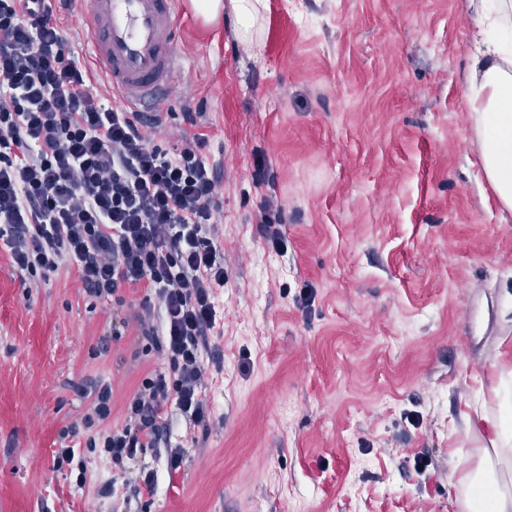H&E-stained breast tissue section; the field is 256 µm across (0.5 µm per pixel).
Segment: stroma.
<instances>
[{
  "label": "stroma",
  "instance_id": "obj_1",
  "mask_svg": "<svg viewBox=\"0 0 512 512\" xmlns=\"http://www.w3.org/2000/svg\"><path fill=\"white\" fill-rule=\"evenodd\" d=\"M268 5L252 47L233 19L192 24L163 110L164 147L205 134L223 173L209 430L172 406L125 468L87 455L81 484L57 468L86 409L73 383L111 384L119 425L159 365L134 358L136 326L110 336L143 293L118 308L66 268L31 288L0 247V512H467L483 450L463 417L495 411L512 371V216L465 97V0ZM143 471L150 498L125 487Z\"/></svg>",
  "mask_w": 512,
  "mask_h": 512
}]
</instances>
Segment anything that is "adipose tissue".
<instances>
[{"label":"adipose tissue","mask_w":512,"mask_h":512,"mask_svg":"<svg viewBox=\"0 0 512 512\" xmlns=\"http://www.w3.org/2000/svg\"><path fill=\"white\" fill-rule=\"evenodd\" d=\"M190 7L206 26L232 15L237 38L247 46L263 31L268 0H190ZM466 11L476 29L466 99L485 178L501 208L512 213V0H466ZM498 393L496 413L464 420L467 432L483 442L482 464L466 482L481 491L484 512H512V381L500 379Z\"/></svg>","instance_id":"adipose-tissue-1"}]
</instances>
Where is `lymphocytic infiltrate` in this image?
I'll return each instance as SVG.
<instances>
[{
	"instance_id": "f902f5d3",
	"label": "lymphocytic infiltrate",
	"mask_w": 512,
	"mask_h": 512,
	"mask_svg": "<svg viewBox=\"0 0 512 512\" xmlns=\"http://www.w3.org/2000/svg\"><path fill=\"white\" fill-rule=\"evenodd\" d=\"M75 0H0V244L29 276L74 268L81 289L124 305V289L145 292L132 314L162 359L112 425V387L88 394L85 446L113 463L134 460L167 430L175 403L209 427L204 354L220 326L215 298L224 253L209 226L221 174L207 140L155 143V115L110 105L90 80L58 21Z\"/></svg>"
}]
</instances>
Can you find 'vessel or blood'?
I'll list each match as a JSON object with an SVG mask.
<instances>
[{
  "mask_svg": "<svg viewBox=\"0 0 512 512\" xmlns=\"http://www.w3.org/2000/svg\"><path fill=\"white\" fill-rule=\"evenodd\" d=\"M82 41L95 72L133 109H161L184 66L181 0H81Z\"/></svg>",
  "mask_w": 512,
  "mask_h": 512,
  "instance_id": "1",
  "label": "vessel or blood"
}]
</instances>
